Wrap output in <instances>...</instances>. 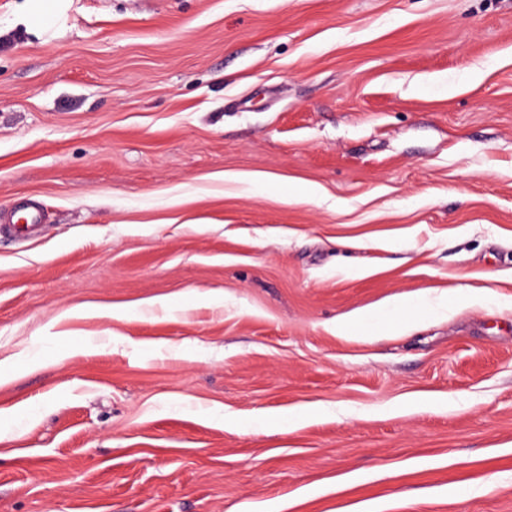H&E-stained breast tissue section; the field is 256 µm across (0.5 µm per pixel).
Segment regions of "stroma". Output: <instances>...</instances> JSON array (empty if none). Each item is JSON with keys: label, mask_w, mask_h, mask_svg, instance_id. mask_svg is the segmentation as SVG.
<instances>
[{"label": "stroma", "mask_w": 512, "mask_h": 512, "mask_svg": "<svg viewBox=\"0 0 512 512\" xmlns=\"http://www.w3.org/2000/svg\"><path fill=\"white\" fill-rule=\"evenodd\" d=\"M22 3L0 512H512V0ZM20 20L36 34L46 32L64 8L65 0H24ZM455 303V300L449 301L448 299L447 304L443 305L429 297H423L417 303H411L403 296H396L390 301L389 307L392 311L412 312L414 315L421 317L429 313H435L436 310L441 308H445L450 311L454 307Z\"/></svg>", "instance_id": "35a3bbf8"}]
</instances>
